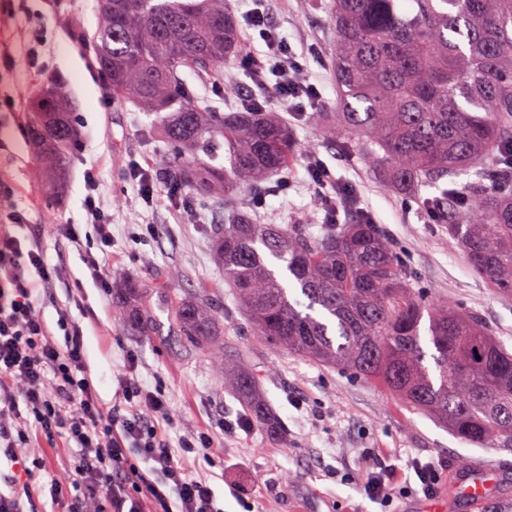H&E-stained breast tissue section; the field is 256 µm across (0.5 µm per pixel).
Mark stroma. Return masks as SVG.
Masks as SVG:
<instances>
[{
  "instance_id": "35a3bbf8",
  "label": "stroma",
  "mask_w": 512,
  "mask_h": 512,
  "mask_svg": "<svg viewBox=\"0 0 512 512\" xmlns=\"http://www.w3.org/2000/svg\"><path fill=\"white\" fill-rule=\"evenodd\" d=\"M268 21L308 60L306 75L321 98L302 116L288 113L277 99L266 109L282 117L294 137L289 168L290 188L266 195L263 206L251 192L230 199L257 224L299 223L313 235L323 232L322 218L307 185L306 161L317 152L340 181L357 189V206L371 213L411 268L416 290L478 313L492 336L512 351V294L499 292L477 272L448 227L434 223L424 205L433 187L409 193L386 189L381 171L359 154H346L325 137L321 124L336 109V80L331 53L333 25L313 0H269ZM96 0H6L0 6V54L13 59L0 67V186L8 206L25 215L13 235L40 239L51 263L66 276L46 288L37 309L55 328L60 311L80 322L91 375L105 403L117 398L118 375L130 372L149 389L164 390L176 420L171 442L246 414L242 400L224 385V372L213 366L207 351L190 346L180 332L171 297L206 296L222 331L228 362H243L259 378L258 392L269 422L224 436L216 453L223 467L203 471L224 512H512V450L485 448L464 441L433 417L413 411L376 381L323 366L276 349L250 327L224 282L211 236L223 213L205 212L190 222L180 201L171 197L158 177L160 151L143 132L149 118L132 105L113 103L89 57L73 34L95 30ZM38 38L37 57L28 41ZM65 78L72 90L80 138L71 160L60 208L49 207L32 180L36 159L25 131V113L45 77ZM141 163L153 170L152 204L141 198L128 169ZM95 169L98 203L112 222V249L102 262L107 272L121 271L136 286L140 305L150 307L153 329L143 332L116 323L112 299L119 285L101 288L91 279L78 251L54 234L58 224L85 221V169ZM150 224L154 234L142 233ZM84 283L82 303H74L71 279ZM373 449L404 477H413V461L434 462L440 472L436 494H394L390 505L368 498L361 486ZM497 471L499 480L488 496L475 501L460 489L464 476Z\"/></svg>"
}]
</instances>
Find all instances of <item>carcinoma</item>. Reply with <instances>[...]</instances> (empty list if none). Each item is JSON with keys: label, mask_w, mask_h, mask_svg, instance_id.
<instances>
[{"label": "carcinoma", "mask_w": 512, "mask_h": 512, "mask_svg": "<svg viewBox=\"0 0 512 512\" xmlns=\"http://www.w3.org/2000/svg\"><path fill=\"white\" fill-rule=\"evenodd\" d=\"M336 30V121L327 135L362 142L388 187L440 182L431 217L471 265L512 293V0H328ZM112 102L155 116L168 186L186 189L187 211L244 186L288 190L294 154L288 126L260 105L207 112L180 70L220 94L236 89L231 62L246 56L229 0H98V25L83 43ZM26 134L37 182L51 200L66 183L76 119L66 83L48 80ZM203 150L211 162L200 164ZM280 174L271 186L269 175ZM472 179L454 187L456 178ZM224 283L258 335L301 358L382 383L392 395L485 448H512V353L482 318L423 297L395 246L360 214L327 224H254L239 214L214 226ZM183 335L208 343L216 325L201 300L173 301ZM224 376L262 417L254 376Z\"/></svg>", "instance_id": "cac0c4a2"}]
</instances>
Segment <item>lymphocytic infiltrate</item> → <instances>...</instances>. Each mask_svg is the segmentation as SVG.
I'll return each mask as SVG.
<instances>
[{"instance_id": "f902f5d3", "label": "lymphocytic infiltrate", "mask_w": 512, "mask_h": 512, "mask_svg": "<svg viewBox=\"0 0 512 512\" xmlns=\"http://www.w3.org/2000/svg\"><path fill=\"white\" fill-rule=\"evenodd\" d=\"M265 3L253 0L245 18L263 47L247 54L241 68L253 90L273 91L300 115L320 92L309 82L302 57L269 25ZM307 168L313 195L325 199L332 214L347 210L348 185L337 181L317 153L309 154ZM83 180L87 225L62 224L57 233L82 252L90 277L104 286L108 274L99 255L112 245V228L96 203L95 169H86ZM60 274L40 245L0 232V456L13 463L23 491L47 468L45 460L31 461L22 453L37 439L78 451L74 473L49 480L59 512H83L88 494L98 496L100 512H143L147 501L160 512H224L207 479L194 470L202 462L216 466L210 450L217 432L247 428L246 418L183 437L171 447L168 432L175 421L165 396L129 372L117 380L118 406L108 407L90 376L80 324L61 317L66 336L61 346L37 312L40 287Z\"/></svg>"}]
</instances>
